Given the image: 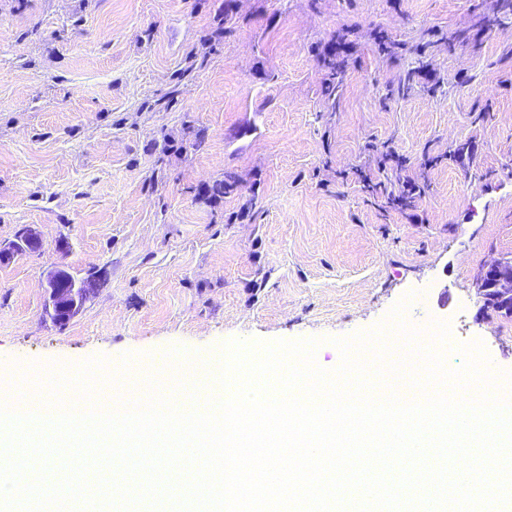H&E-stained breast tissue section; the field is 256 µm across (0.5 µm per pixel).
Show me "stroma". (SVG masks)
Listing matches in <instances>:
<instances>
[{"label": "stroma", "instance_id": "1", "mask_svg": "<svg viewBox=\"0 0 512 512\" xmlns=\"http://www.w3.org/2000/svg\"><path fill=\"white\" fill-rule=\"evenodd\" d=\"M408 176L421 193L396 204ZM25 229L38 250L0 263V370L35 392L97 356L109 374L167 360L155 378L181 392L184 358L231 341L315 339L332 371L337 340L401 302L424 343L448 324L449 369L478 342L512 387V317L475 286L512 260V12L0 0V240ZM55 268L102 281L63 325L45 313Z\"/></svg>", "mask_w": 512, "mask_h": 512}]
</instances>
